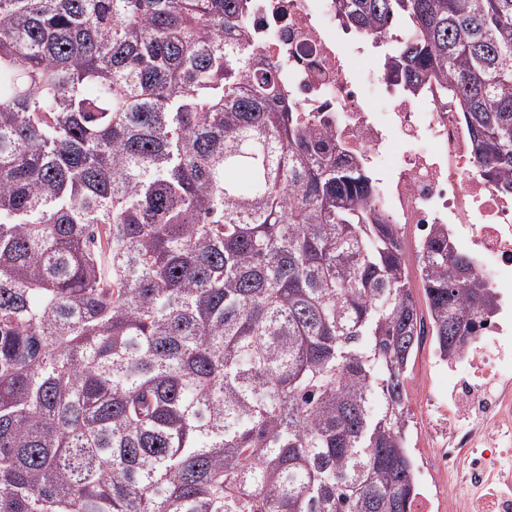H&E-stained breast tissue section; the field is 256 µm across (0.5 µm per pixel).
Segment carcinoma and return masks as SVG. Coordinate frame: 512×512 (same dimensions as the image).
I'll use <instances>...</instances> for the list:
<instances>
[{
	"mask_svg": "<svg viewBox=\"0 0 512 512\" xmlns=\"http://www.w3.org/2000/svg\"><path fill=\"white\" fill-rule=\"evenodd\" d=\"M336 7L512 195V0ZM246 8L0 0V512H414L409 362L496 298L441 224L411 270Z\"/></svg>",
	"mask_w": 512,
	"mask_h": 512,
	"instance_id": "1",
	"label": "carcinoma"
}]
</instances>
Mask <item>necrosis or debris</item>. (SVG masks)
Instances as JSON below:
<instances>
[{
  "mask_svg": "<svg viewBox=\"0 0 512 512\" xmlns=\"http://www.w3.org/2000/svg\"><path fill=\"white\" fill-rule=\"evenodd\" d=\"M243 30L277 62L289 103L328 120L338 155L366 163L407 259L416 261L431 225H446L493 290L496 318L448 361L450 427L428 430L434 466L448 475V512H512V196L479 176L454 102L397 88L380 67L354 70L352 54L381 39L346 38L336 0H249ZM372 87L386 111L369 109Z\"/></svg>",
  "mask_w": 512,
  "mask_h": 512,
  "instance_id": "4bbe7bcc",
  "label": "necrosis or debris"
}]
</instances>
